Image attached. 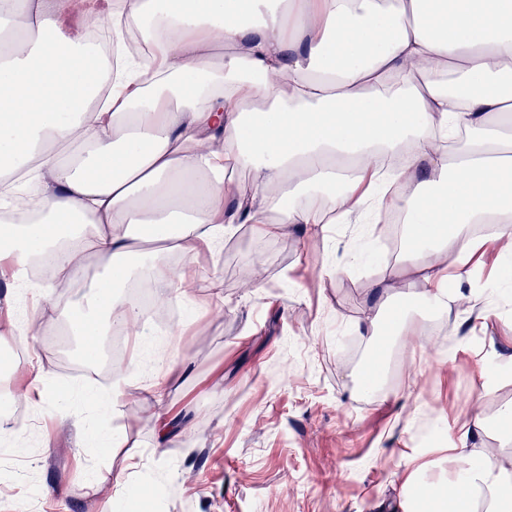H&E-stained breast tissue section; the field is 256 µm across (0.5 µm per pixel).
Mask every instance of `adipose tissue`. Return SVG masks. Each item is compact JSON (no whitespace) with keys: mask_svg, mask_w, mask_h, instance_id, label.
<instances>
[{"mask_svg":"<svg viewBox=\"0 0 512 512\" xmlns=\"http://www.w3.org/2000/svg\"><path fill=\"white\" fill-rule=\"evenodd\" d=\"M70 19L68 0H0V39L13 40L0 50V206L32 214L0 217V262L19 271L0 342L48 329L16 305L40 265L48 287L91 282L67 318L85 361L116 325L146 360L128 281L187 298L199 280L170 253L194 260L244 224L259 238L315 233L329 209L402 215L411 276L374 287L434 313L483 246L473 225H494L512 258V0H97ZM107 21L150 53L98 106L88 33ZM132 259L148 267L136 279ZM145 391L157 447H180L160 378ZM450 458L462 476L406 480L409 498L379 512H512L511 466L464 442Z\"/></svg>","mask_w":512,"mask_h":512,"instance_id":"ef3b65f1","label":"adipose tissue"}]
</instances>
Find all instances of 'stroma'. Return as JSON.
<instances>
[{"label": "stroma", "mask_w": 512, "mask_h": 512, "mask_svg": "<svg viewBox=\"0 0 512 512\" xmlns=\"http://www.w3.org/2000/svg\"><path fill=\"white\" fill-rule=\"evenodd\" d=\"M363 211L307 235L296 230L261 263L256 288H241L258 243L241 227L234 246L205 254L197 269L224 280L222 298L195 291L180 335L145 325L169 341V359L185 362L166 401L187 427L179 448H158L153 406L138 385L113 396L96 417L75 399L86 382L109 372L87 367L66 321L25 337L21 370L45 373V404L23 405L33 422L25 446L0 450V512H375L402 496L407 475L447 480L446 449L470 426L473 448L499 440L476 428L512 406V262L488 249L482 266L459 284L429 326L441 339L404 331L391 336L399 297L375 310L372 284L390 272ZM377 317L392 361L373 396H364L365 365L375 344L359 322ZM118 446L88 451L90 425ZM50 448H42L43 440ZM118 486L116 500L86 495L89 475Z\"/></svg>", "instance_id": "obj_1"}]
</instances>
